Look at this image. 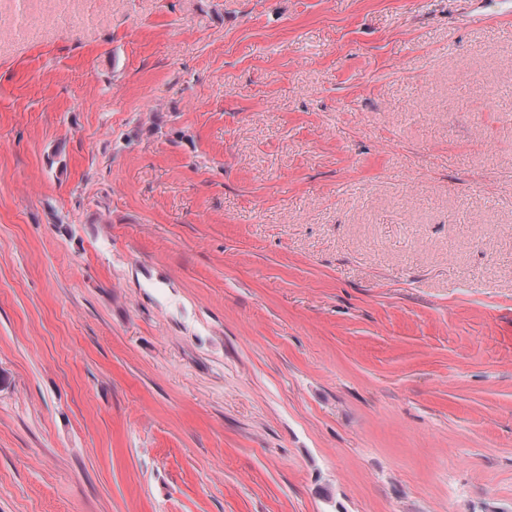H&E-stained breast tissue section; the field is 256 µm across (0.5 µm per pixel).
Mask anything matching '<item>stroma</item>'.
<instances>
[{"label":"stroma","instance_id":"obj_1","mask_svg":"<svg viewBox=\"0 0 512 512\" xmlns=\"http://www.w3.org/2000/svg\"><path fill=\"white\" fill-rule=\"evenodd\" d=\"M0 512H512V0H0Z\"/></svg>","mask_w":512,"mask_h":512}]
</instances>
